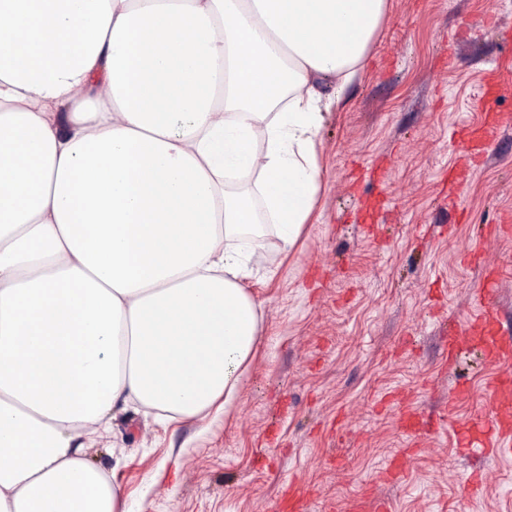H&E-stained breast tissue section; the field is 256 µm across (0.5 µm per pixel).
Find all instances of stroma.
Listing matches in <instances>:
<instances>
[{"mask_svg":"<svg viewBox=\"0 0 512 512\" xmlns=\"http://www.w3.org/2000/svg\"><path fill=\"white\" fill-rule=\"evenodd\" d=\"M507 31L512 0H388L363 71L324 115L312 223L246 283L263 321L233 408L167 426L129 410L87 438L133 512H278L291 485L306 512H512V455L464 454L454 437L490 416L499 368L477 346L447 354L489 273L512 336V235L487 231L512 225V73L479 162L448 147L483 122ZM476 470L485 487L466 494Z\"/></svg>","mask_w":512,"mask_h":512,"instance_id":"stroma-1","label":"stroma"}]
</instances>
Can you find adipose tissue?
<instances>
[{"instance_id":"adipose-tissue-1","label":"adipose tissue","mask_w":512,"mask_h":512,"mask_svg":"<svg viewBox=\"0 0 512 512\" xmlns=\"http://www.w3.org/2000/svg\"><path fill=\"white\" fill-rule=\"evenodd\" d=\"M387 0H0V512H131L83 428L227 410ZM332 82L324 96L323 82Z\"/></svg>"}]
</instances>
